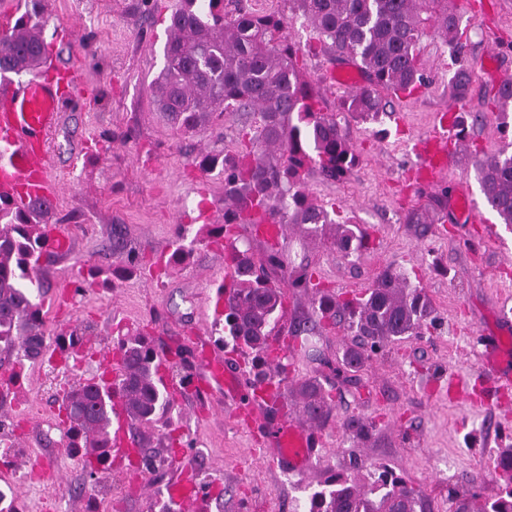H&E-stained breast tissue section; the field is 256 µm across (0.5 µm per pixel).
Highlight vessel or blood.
Instances as JSON below:
<instances>
[{
    "instance_id": "b4317fda",
    "label": "vessel or blood",
    "mask_w": 512,
    "mask_h": 512,
    "mask_svg": "<svg viewBox=\"0 0 512 512\" xmlns=\"http://www.w3.org/2000/svg\"><path fill=\"white\" fill-rule=\"evenodd\" d=\"M80 85L72 69L40 72L34 78L16 82L0 79V198L17 204L32 199L55 203L58 183L51 173L47 137L57 128L59 116L79 94ZM455 127L443 121L419 144L421 168L428 177L446 171L454 156ZM450 206L461 224H482L486 218L476 202L465 191H456ZM49 249L65 253L70 239L60 225L44 224L39 229ZM199 362L205 384L222 385L225 393L237 400V416L258 422L262 420L261 400L277 398L285 390L284 383L252 385L241 389L225 362L224 352L217 347L204 351ZM265 428L277 447V463L291 473L309 471L312 458L322 445L320 429L294 415H281ZM108 464L125 467L130 478L141 479L135 464L137 449L130 438L125 402L113 401V417L109 432Z\"/></svg>"
}]
</instances>
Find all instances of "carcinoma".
Masks as SVG:
<instances>
[{
    "label": "carcinoma",
    "mask_w": 512,
    "mask_h": 512,
    "mask_svg": "<svg viewBox=\"0 0 512 512\" xmlns=\"http://www.w3.org/2000/svg\"><path fill=\"white\" fill-rule=\"evenodd\" d=\"M246 0H181L169 17L165 64L155 82L154 106L179 131L206 127L226 112H256L258 121L243 122L241 148L234 154L205 155L199 166L221 168L224 174V223L208 231V242L224 245L225 275L240 287L224 298V336L220 342L252 355L250 370L265 379L263 367L273 338L282 333L288 315L285 292L269 271L284 269L278 244H268L260 258L237 246L239 230L256 224H308L316 233L336 226V250L351 255L365 249L366 232L349 221L336 220V210L312 198L306 189L315 172L325 181L348 176L357 160L353 144L322 109V96L304 74V53H328L351 61L367 76L366 84L340 100L339 108L361 120L388 113L387 95L412 94L424 86L418 44L426 28L448 43L456 56L465 53L467 34L461 16L448 0H290L316 33V43L303 50L283 35L285 16L276 11L254 13ZM23 11L0 30V76L33 73L49 52L42 31V0H24ZM492 103L502 115L512 111V80L496 88ZM483 199L501 223L512 224V152L475 153L473 161ZM53 209L31 201L18 209L0 199V367L26 360L53 359L42 312V273L53 253L36 234L52 218ZM409 224L434 223V207L414 208ZM288 287L311 292L313 314L292 324L289 335L299 350L327 323H344L356 341L337 358L338 369L356 372L368 359L364 342L378 348L418 336L434 322L435 309L424 288L405 274L387 268L364 294L340 298L313 282L308 265L288 274ZM67 366L88 354L81 336L57 346ZM123 376L107 387L79 380L58 407L65 424L64 447L78 458L93 479L105 462L112 397L122 389L127 401L129 431L139 448L141 468L156 470L147 455L144 429L172 406V393L159 375V356L140 335L127 336L116 348ZM303 411L311 421L330 412L331 396L315 379L298 388ZM498 495L479 512H512V452L501 454L496 468ZM415 489L384 468L364 478L336 474L310 498L308 512H418Z\"/></svg>",
    "instance_id": "1"
}]
</instances>
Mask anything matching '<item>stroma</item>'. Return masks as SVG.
I'll use <instances>...</instances> for the list:
<instances>
[{"label":"stroma","instance_id":"obj_1","mask_svg":"<svg viewBox=\"0 0 512 512\" xmlns=\"http://www.w3.org/2000/svg\"><path fill=\"white\" fill-rule=\"evenodd\" d=\"M178 0H43V36L58 67L78 71L83 88L62 114L49 148L61 190L54 219L73 246L46 273L43 301L49 336L89 337L92 358L73 368L29 363L15 393L0 402L11 448L0 463V484L9 483L30 512H178L169 484L194 478L207 487L204 512H307L311 493L333 473L383 467L404 477L419 493L424 512H449V489L478 501L498 486L491 467L512 448V389L481 374L482 339L500 340L504 366L512 369V230L488 213V225L457 223L447 206L432 224H409L408 211L428 203L434 190L455 193L467 185L481 191L471 155L512 143V126L500 125L488 90L512 78V0H451L468 28L466 58L454 56L433 34L419 49L426 87L393 101V112L363 121L340 111L349 87L333 80L337 62L323 54L303 58L304 72L320 88L354 144L358 162L336 182L310 174L307 188L320 201L352 218L373 240L360 256L347 257L326 236L289 224L282 239L285 259L305 260L314 281L340 295L370 287L393 266L420 281L438 324L371 354L355 373L334 375L330 364L352 338L345 328H327L313 341L312 358L295 352L287 389L316 378L332 390V411L320 422L323 445L309 475L281 470L261 428L236 421L223 389L177 397L173 410L150 428L158 472L137 482L118 469L103 471L95 487L84 486L77 458L59 447L63 428L58 406L77 379L96 376L126 333L142 331L158 353L183 346L193 377L198 356L218 344L216 286L224 279L223 247L203 241L205 225L224 221V176L203 171L210 151L235 149L240 123L233 114L193 135L166 125L153 104V84L164 66L169 15ZM472 70L460 99L476 121L457 140L456 167L436 187H417L415 142L430 134L454 96L448 80L461 66ZM492 228L497 241L487 240ZM121 240H114V232ZM191 244L184 265H167L176 238ZM507 250H500V243ZM136 257V274L119 267ZM468 383L470 401L453 398L450 386ZM358 417L373 426L361 443L346 428ZM188 457L189 471L173 463ZM39 456L62 475L52 484L25 462Z\"/></svg>","mask_w":512,"mask_h":512}]
</instances>
